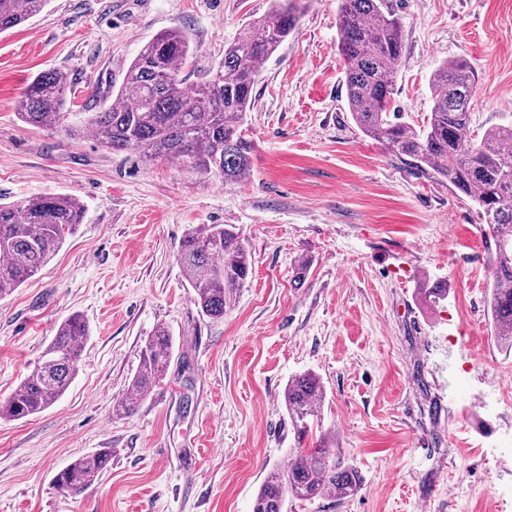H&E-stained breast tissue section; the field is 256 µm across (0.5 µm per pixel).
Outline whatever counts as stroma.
I'll use <instances>...</instances> for the list:
<instances>
[{
  "label": "stroma",
  "mask_w": 512,
  "mask_h": 512,
  "mask_svg": "<svg viewBox=\"0 0 512 512\" xmlns=\"http://www.w3.org/2000/svg\"><path fill=\"white\" fill-rule=\"evenodd\" d=\"M404 52L395 100L422 124L429 81L451 58L479 79L476 125H512V0H388ZM273 0H50L0 34V203L68 194L84 218L54 258L0 298V401L41 359L58 324L90 328L65 394L0 419V512H251L295 444L282 401L312 371L320 430L363 477L349 498L288 512H512V351L492 334L490 256L470 198L366 137L346 103L340 0H309L262 65L248 114L249 175L224 183L114 152L93 135L23 123L18 101L48 70L74 77L71 112L113 100L142 46L189 32L199 70ZM237 228L251 273L224 319L201 314L178 261L188 229ZM309 272L295 282V268ZM448 295L423 303L418 288ZM166 375L132 414L112 412L157 326ZM112 460L79 495L55 475L100 449Z\"/></svg>",
  "instance_id": "35a3bbf8"
}]
</instances>
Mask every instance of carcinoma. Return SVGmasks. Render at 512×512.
<instances>
[{
    "label": "carcinoma",
    "mask_w": 512,
    "mask_h": 512,
    "mask_svg": "<svg viewBox=\"0 0 512 512\" xmlns=\"http://www.w3.org/2000/svg\"><path fill=\"white\" fill-rule=\"evenodd\" d=\"M49 0H0V33L40 13ZM303 0H275L274 8L224 46V58L192 88L184 72L195 67L186 30L173 28L145 44L119 87L118 103L66 123L68 75L45 72L31 81L18 102L24 123L61 129L69 136L92 132L113 151H134L144 159L171 161L226 183L242 180L251 168L253 143L246 114L264 64L299 25ZM339 54L344 60L346 96L353 121L398 158L448 180L480 209L488 230L491 287L488 310L497 342L512 348V127L474 132L471 101L478 90L464 60H448L430 78L431 112L415 126L396 107L394 77L403 56L402 27L385 0H341ZM82 205L67 195L42 194L0 204V297L26 283L62 247L81 223ZM239 232L227 224H201L185 234L178 254L194 303L207 317L224 318L251 263ZM90 337L83 317L60 322L42 360L0 402V419L21 420L55 403L76 375L82 346ZM173 339L157 328L141 348L139 367L127 393L115 402L118 415L133 413L165 374ZM326 388L317 375L288 379L283 401L296 448L288 464L273 469L261 484L252 512H288V500L312 502L328 494L355 495L362 476L322 434L305 441L321 419ZM112 457L102 450L74 460L54 478L56 487L76 495L94 484Z\"/></svg>",
    "instance_id": "1"
}]
</instances>
